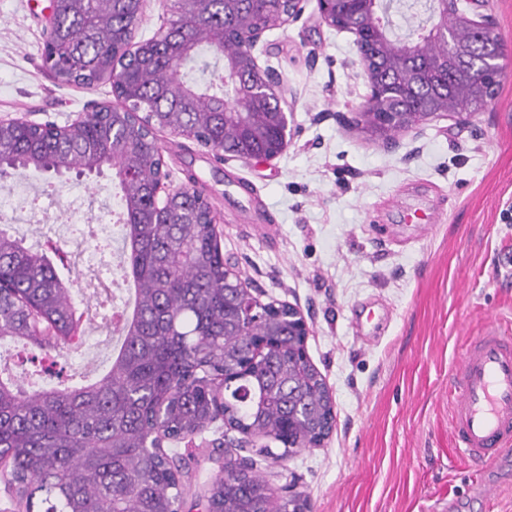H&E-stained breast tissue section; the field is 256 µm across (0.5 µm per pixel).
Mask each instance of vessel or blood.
<instances>
[{
	"label": "vessel or blood",
	"mask_w": 512,
	"mask_h": 512,
	"mask_svg": "<svg viewBox=\"0 0 512 512\" xmlns=\"http://www.w3.org/2000/svg\"><path fill=\"white\" fill-rule=\"evenodd\" d=\"M451 427L459 456L493 465L512 449V338L488 324L459 356Z\"/></svg>",
	"instance_id": "obj_1"
}]
</instances>
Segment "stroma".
<instances>
[{
  "label": "stroma",
  "instance_id": "stroma-1",
  "mask_svg": "<svg viewBox=\"0 0 512 512\" xmlns=\"http://www.w3.org/2000/svg\"><path fill=\"white\" fill-rule=\"evenodd\" d=\"M50 0H0V119L70 124L113 102L111 81L91 88L55 82L41 59ZM301 19L267 31L254 50L282 82L291 137L269 161H243L195 141L158 132L166 183L187 172L218 220L224 260L261 302L296 305L310 327L309 360L326 380L335 407L331 434L284 461L256 449L225 448L215 422L175 443L186 463L182 512H207L224 457L253 460L280 496L296 492L310 512H512V449L484 467L455 452L448 383L462 346L490 321L512 336V0H480L508 51L498 93L464 125L440 119L398 151L336 115L370 93L355 61L354 34L327 26L316 0ZM35 205L10 231L46 248L65 234L57 203L78 198L92 214L119 211L111 172L60 178L22 176ZM423 209L430 223L407 222ZM78 341L59 344L35 362L0 347V374L26 376L33 387L100 379L120 346L84 289ZM374 303L381 326L366 336L356 314ZM497 486L495 498L483 493Z\"/></svg>",
  "mask_w": 512,
  "mask_h": 512
}]
</instances>
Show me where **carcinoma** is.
I'll use <instances>...</instances> for the list:
<instances>
[{"instance_id":"carcinoma-1","label":"carcinoma","mask_w":512,"mask_h":512,"mask_svg":"<svg viewBox=\"0 0 512 512\" xmlns=\"http://www.w3.org/2000/svg\"><path fill=\"white\" fill-rule=\"evenodd\" d=\"M427 13L406 37L392 31L389 0L366 23L383 85L418 86L408 103L376 102L374 112H475L490 97L474 77L486 53L470 27L445 58L420 45L426 72L409 69L404 45L431 25L439 5L413 0ZM141 0H60L43 58L69 62V82L91 87L132 70L116 96L133 111L92 112L77 126L42 124L21 131L0 126V179L26 172L56 176L115 170L121 193V277L136 303L123 343L105 376L81 387L28 391L0 380V464L8 489L44 512H180L182 459L165 443L192 437L221 419L261 441L260 452L285 460L324 431L332 400L320 371L303 359V341L288 335V305L238 301L224 271L217 218L187 193L171 205L178 221L162 224L151 186L162 172L155 130L166 129L216 154L275 156L281 101L261 92V74L241 48L240 33L275 25L287 5L277 0H201L194 16L130 50ZM76 281L61 277L50 255L0 227V342L21 341L45 352L74 330ZM279 448L274 449L272 445ZM211 498L221 512H300L243 459L224 457Z\"/></svg>"}]
</instances>
